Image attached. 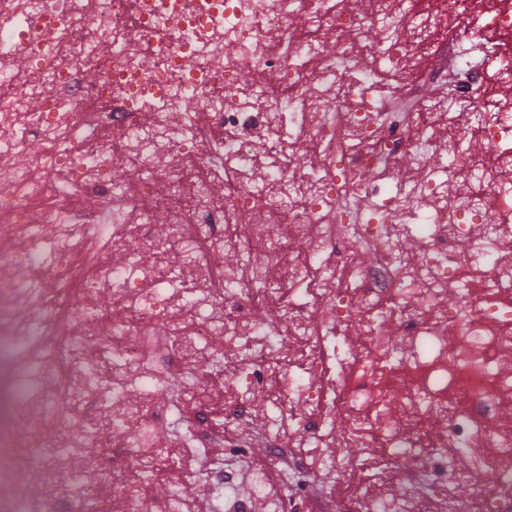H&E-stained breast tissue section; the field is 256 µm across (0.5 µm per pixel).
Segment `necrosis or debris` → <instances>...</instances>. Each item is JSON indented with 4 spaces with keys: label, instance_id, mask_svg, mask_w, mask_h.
Wrapping results in <instances>:
<instances>
[{
    "label": "necrosis or debris",
    "instance_id": "necrosis-or-debris-1",
    "mask_svg": "<svg viewBox=\"0 0 512 512\" xmlns=\"http://www.w3.org/2000/svg\"><path fill=\"white\" fill-rule=\"evenodd\" d=\"M444 33L511 38L512 0H0V218L27 244L0 246V273L37 261L43 227L57 253L47 278L13 284L29 316L0 336L29 352L17 378L54 384L35 410L8 407L60 487L48 502L20 480L23 512H89L103 486L113 512H183L188 489L161 504L150 480L209 444L204 413L172 423L175 401H203L187 361L212 357L217 336L247 389L309 411L298 435L267 436L270 464L342 414L317 467L341 474L351 449H375L391 479L358 470L366 512H413L432 492L454 512H512V98L472 113L485 79L461 54L469 82L399 125L360 73L372 57L404 89ZM32 137L41 148L18 169ZM300 153L313 163L295 167ZM120 164L137 173L121 194ZM400 165L403 187L375 184ZM160 190L164 224L134 222ZM92 224L138 252L81 274ZM230 245L259 264L213 267ZM314 273L311 300L285 302ZM107 290L123 317L74 326L70 306ZM263 306L287 316L258 319ZM95 451L97 470L67 474Z\"/></svg>",
    "mask_w": 512,
    "mask_h": 512
}]
</instances>
